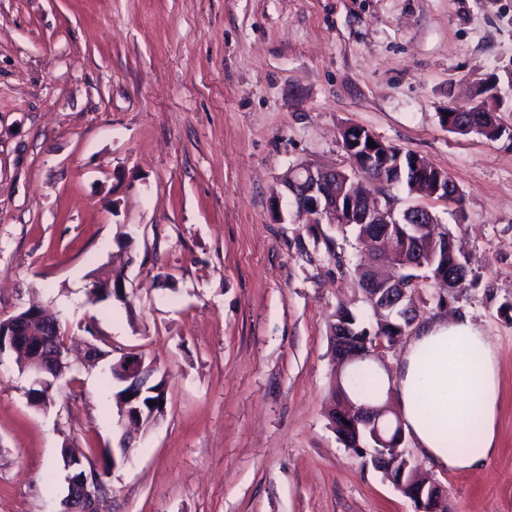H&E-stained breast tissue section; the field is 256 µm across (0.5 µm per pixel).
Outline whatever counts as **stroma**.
Returning a JSON list of instances; mask_svg holds the SVG:
<instances>
[{"label": "stroma", "instance_id": "obj_1", "mask_svg": "<svg viewBox=\"0 0 512 512\" xmlns=\"http://www.w3.org/2000/svg\"><path fill=\"white\" fill-rule=\"evenodd\" d=\"M491 74L512 100V0H0V317L50 308L72 349L44 410L0 354V512H59L62 448L116 446L124 353L166 400L109 512H414L327 417L336 309L374 321L365 251L276 195L300 161L349 169L351 124L462 193L426 205L476 283L413 298L496 345L497 452L428 473L452 512H512V111L496 140L439 118ZM104 264L127 302H88ZM90 331L110 350L92 366Z\"/></svg>", "mask_w": 512, "mask_h": 512}]
</instances>
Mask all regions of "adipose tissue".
<instances>
[{
	"label": "adipose tissue",
	"instance_id": "1",
	"mask_svg": "<svg viewBox=\"0 0 512 512\" xmlns=\"http://www.w3.org/2000/svg\"><path fill=\"white\" fill-rule=\"evenodd\" d=\"M407 431L440 469L471 470L496 452V348L469 317L420 327L393 384ZM467 439L452 453L448 441Z\"/></svg>",
	"mask_w": 512,
	"mask_h": 512
}]
</instances>
